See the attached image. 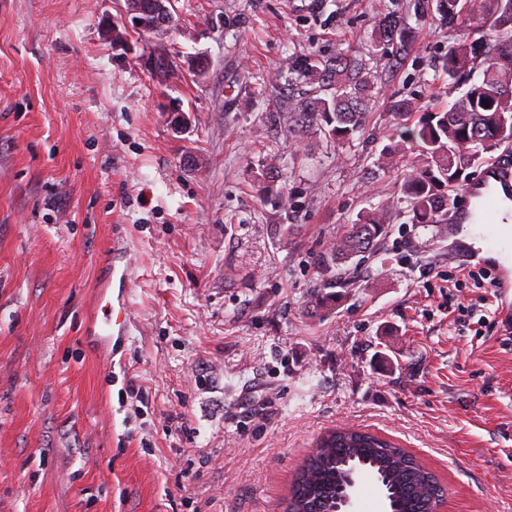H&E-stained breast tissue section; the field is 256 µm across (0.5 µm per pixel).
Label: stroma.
I'll return each mask as SVG.
<instances>
[{"instance_id": "stroma-1", "label": "stroma", "mask_w": 512, "mask_h": 512, "mask_svg": "<svg viewBox=\"0 0 512 512\" xmlns=\"http://www.w3.org/2000/svg\"><path fill=\"white\" fill-rule=\"evenodd\" d=\"M126 8L0 0V512H287L339 426L421 460L442 512H512V329L398 191L417 154L392 104L454 100L458 25L432 0H174L163 77ZM388 8L409 37L365 129L293 154L261 84L295 52H367ZM385 202L310 312L337 233ZM116 301L127 331L101 339Z\"/></svg>"}]
</instances>
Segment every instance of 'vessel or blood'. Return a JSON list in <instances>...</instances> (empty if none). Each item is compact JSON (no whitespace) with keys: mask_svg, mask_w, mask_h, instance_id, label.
Masks as SVG:
<instances>
[{"mask_svg":"<svg viewBox=\"0 0 512 512\" xmlns=\"http://www.w3.org/2000/svg\"><path fill=\"white\" fill-rule=\"evenodd\" d=\"M512 201V156L508 154L486 163L481 178L464 186L459 202L449 214L441 233L456 236L469 232L480 236L485 252L467 254V261L493 267L497 276V293L501 300L499 316L503 324H512V234L502 230L508 219L506 202Z\"/></svg>","mask_w":512,"mask_h":512,"instance_id":"vessel-or-blood-1","label":"vessel or blood"}]
</instances>
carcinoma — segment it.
Segmentation results:
<instances>
[{
	"mask_svg": "<svg viewBox=\"0 0 512 512\" xmlns=\"http://www.w3.org/2000/svg\"><path fill=\"white\" fill-rule=\"evenodd\" d=\"M144 9L133 13L140 28L159 41L169 31L170 13L165 0H140ZM435 9L448 21L476 15L495 33L491 48L483 53L469 43L462 29L457 46L448 53L443 74L465 86L451 105L430 114L415 129L407 119L417 108L411 100L393 106L401 135L415 144L422 162L404 174L400 193L410 203L412 224H445L453 205L449 191L480 152L512 143V0H435ZM404 18L388 13L375 23L369 40L374 49L367 59L350 50L332 57L317 53L294 54L288 67L271 76L274 89L301 87L288 94V133L298 138L319 132L331 140H349L368 122L378 97L379 75L372 58L407 39ZM481 78L470 82L471 71ZM488 104H482V101ZM390 208L363 211L341 228L330 246L329 262L321 266L325 287L336 283V261L373 250L390 225ZM372 470L381 482L390 512H435L445 491L435 475L395 442L368 432L338 428L323 436L308 456L288 502V512H336L343 488L359 470Z\"/></svg>",
	"mask_w": 512,
	"mask_h": 512,
	"instance_id": "carcinoma-1",
	"label": "carcinoma"
}]
</instances>
